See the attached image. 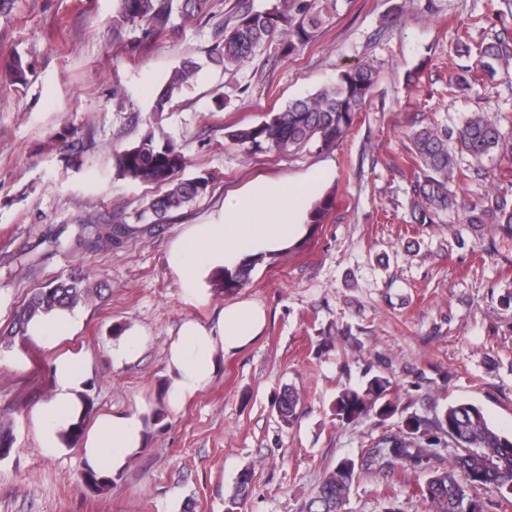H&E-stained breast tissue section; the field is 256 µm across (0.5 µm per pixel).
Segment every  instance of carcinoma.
I'll list each match as a JSON object with an SVG mask.
<instances>
[{
	"instance_id": "carcinoma-1",
	"label": "carcinoma",
	"mask_w": 512,
	"mask_h": 512,
	"mask_svg": "<svg viewBox=\"0 0 512 512\" xmlns=\"http://www.w3.org/2000/svg\"><path fill=\"white\" fill-rule=\"evenodd\" d=\"M338 0H274L271 8L255 11L240 7L231 19L215 32L218 43L205 61L181 60L157 90L152 112L159 115L196 79L204 64L229 68L251 58L260 48L275 55L289 56L311 43L328 26L337 11ZM209 0H117L112 17V33L136 47L164 31H175L185 22L208 9ZM512 63V40L497 38L480 49L479 66L483 74L494 77ZM14 83H27L34 64L20 55L4 64ZM378 80L377 70L369 65L341 71L329 85L314 94L297 99L271 118L238 128L230 138L246 152L291 154L309 145L329 148L338 144L362 111ZM412 162V218L419 224H438L441 215L453 204L452 186L458 178V156L467 155L477 162L492 158L501 148V136L495 122L482 112L472 113L456 130L450 132L424 126L409 134ZM119 173L133 180L163 185L166 190L151 199L139 215L150 224H160L177 211L193 205L205 196L211 178L205 174L183 176L187 159L174 143L159 141L149 133L140 141L115 152ZM334 207V197L315 202L310 223L320 224ZM470 224H501L512 235V199L496 195L487 204L474 203L468 209ZM123 224H81L75 232L80 244L86 236L108 245L125 235ZM253 263L230 271L224 270L218 286L230 294L245 285ZM102 286H93L88 278L71 275L35 289L14 312L9 335H27L34 318L73 310L79 303L101 294ZM391 381L382 375L366 379L358 389H345L336 399V416L356 420L369 412L386 417L396 410L387 399ZM300 395L290 388L277 397L274 407L281 420L290 425L297 416ZM437 429L448 434L455 447L462 449L448 467L439 464L426 439L420 420L410 416L405 429L382 438L386 456L402 465L426 474L422 495L435 512H484L483 504L469 494L472 483L495 489L503 499L512 497V437L491 426L482 410L468 402L447 405L436 421ZM358 473L356 465L343 459L328 470L303 512H345L348 491ZM254 471L243 469L226 512H235L249 492ZM83 485L101 492L111 479L87 470Z\"/></svg>"
}]
</instances>
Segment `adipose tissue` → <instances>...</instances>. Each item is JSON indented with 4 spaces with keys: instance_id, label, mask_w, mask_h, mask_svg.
<instances>
[{
    "instance_id": "ef3b65f1",
    "label": "adipose tissue",
    "mask_w": 512,
    "mask_h": 512,
    "mask_svg": "<svg viewBox=\"0 0 512 512\" xmlns=\"http://www.w3.org/2000/svg\"><path fill=\"white\" fill-rule=\"evenodd\" d=\"M322 191L320 178L290 182L259 178L246 189L229 196L218 218L197 224L170 248L169 264L189 303H204L198 286L203 275L232 268L249 259L287 250L308 228L306 208ZM267 315L251 300L225 304L216 327L185 320L171 339L166 354L167 398L179 408L213 379L219 354H231L251 344L263 330ZM56 390L37 406L31 420L40 444L55 452L62 431L80 422L84 407L80 393L84 365L79 355L68 352L54 362ZM143 410L102 413L80 438L86 464L111 475L121 471L146 442Z\"/></svg>"
}]
</instances>
